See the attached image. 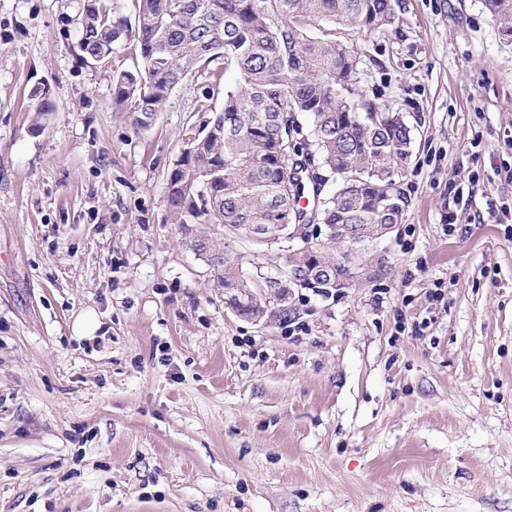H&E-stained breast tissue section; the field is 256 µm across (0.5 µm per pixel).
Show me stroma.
Wrapping results in <instances>:
<instances>
[{
	"label": "stroma",
	"mask_w": 512,
	"mask_h": 512,
	"mask_svg": "<svg viewBox=\"0 0 512 512\" xmlns=\"http://www.w3.org/2000/svg\"><path fill=\"white\" fill-rule=\"evenodd\" d=\"M90 4L0 0V512H512V216L488 214L512 207V41L481 0L337 25L356 92L413 128L408 206L349 288L286 314L279 248L209 225L257 320L169 217L222 95L190 80L135 130L112 107L133 51L81 57Z\"/></svg>",
	"instance_id": "35a3bbf8"
}]
</instances>
